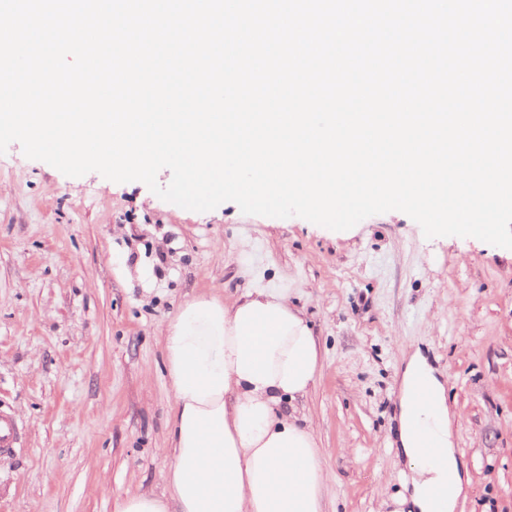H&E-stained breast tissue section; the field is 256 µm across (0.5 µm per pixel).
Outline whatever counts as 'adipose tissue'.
Returning <instances> with one entry per match:
<instances>
[{
	"mask_svg": "<svg viewBox=\"0 0 512 512\" xmlns=\"http://www.w3.org/2000/svg\"><path fill=\"white\" fill-rule=\"evenodd\" d=\"M159 334L173 392L169 492L125 496L116 512H324L315 431L294 407L316 381L320 350L288 292L201 294L183 301ZM422 386L434 409L418 404ZM447 393L420 350L403 353L399 445L413 473L414 512H456L467 497ZM422 428L436 456L421 448Z\"/></svg>",
	"mask_w": 512,
	"mask_h": 512,
	"instance_id": "ef3b65f1",
	"label": "adipose tissue"
}]
</instances>
